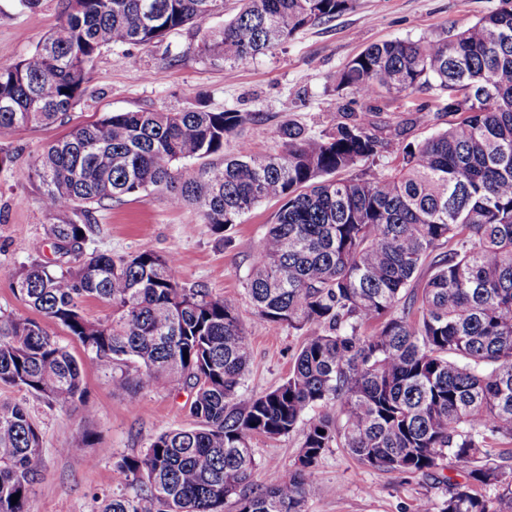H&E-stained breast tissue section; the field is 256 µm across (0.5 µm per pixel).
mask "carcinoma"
<instances>
[{
    "label": "carcinoma",
    "mask_w": 512,
    "mask_h": 512,
    "mask_svg": "<svg viewBox=\"0 0 512 512\" xmlns=\"http://www.w3.org/2000/svg\"><path fill=\"white\" fill-rule=\"evenodd\" d=\"M210 51L244 63L328 23L353 0H237ZM65 18L27 57L0 64V132L54 123L112 45H149L224 11V0H64ZM448 91V128L406 145L398 166L369 175L391 139L369 132L380 93ZM363 100L310 133L288 120L272 143L227 156L248 112H113L49 144L32 166L54 253L13 281L19 298L66 328L135 404L163 382L193 392V429H171L115 464L140 493L103 512H306L322 456L345 448L362 465L427 475L446 460L439 512H512V0L439 39L372 44L336 75ZM219 155L218 164L205 159ZM204 161L190 172L184 165ZM350 171L348 178L336 174ZM162 190L189 203L216 234L255 205L281 203L246 280L254 315L303 330L288 376L254 395L236 304L189 288L178 259L83 245L93 210ZM95 298L112 317L90 321ZM0 385L48 405L84 402L82 370L41 321L0 311ZM304 425L286 474L254 482L251 441ZM41 434L28 409L0 402V512H29ZM20 494L17 504L11 496Z\"/></svg>",
    "instance_id": "carcinoma-1"
}]
</instances>
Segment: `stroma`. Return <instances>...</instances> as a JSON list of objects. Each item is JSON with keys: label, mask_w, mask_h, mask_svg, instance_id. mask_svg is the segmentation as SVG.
<instances>
[{"label": "stroma", "mask_w": 512, "mask_h": 512, "mask_svg": "<svg viewBox=\"0 0 512 512\" xmlns=\"http://www.w3.org/2000/svg\"><path fill=\"white\" fill-rule=\"evenodd\" d=\"M497 6L498 0H355L352 9L332 22L307 27L275 50L234 64L208 48L210 30L222 26L234 13V0H227L224 13L154 43L104 49L90 65L66 123L0 133V150L11 158L9 165L0 168V310L32 316V309L12 287L14 274L32 259L56 258L45 234L48 218L38 203V186L28 180L27 171L45 146L65 136L71 127L96 122L110 112L182 111L201 99L215 111L255 114V121L243 125L224 145L225 153L241 155L269 140L284 121L294 120L317 132L326 115L342 108L359 110L361 102L354 94L335 92L334 79L371 44L443 38L450 27L468 25ZM63 10V0H38L31 9L20 0H0V64L30 54L60 25ZM423 102L436 109L435 120L429 126L408 128L406 136L410 142L421 140L447 127L446 90L433 86L401 94L380 118L393 124L403 122ZM278 209V202H261L220 236L204 224L195 206H176L168 194L145 192L126 197L122 204L97 209L84 249L115 255L143 249L176 254L187 285L233 299L251 349L244 387L259 395L287 377L304 340L303 332L254 317L244 290L252 256ZM48 329L82 363L86 402L65 411L23 389L0 385V401L27 407L42 437L41 476L31 492L29 509L100 512L105 499L135 492L134 487L117 483L114 468L118 460L141 454L162 430L197 427L189 413L191 393L153 383L141 389L136 401H129L126 392L112 385L63 327L52 323ZM82 432L89 438L88 446L83 454H69ZM303 440L299 429L277 439L254 438L252 447L259 464L256 480H263L270 466L288 472ZM451 478L463 480V468L443 461L429 476L399 474L363 466L346 449L335 447L317 466L315 491L306 510L439 512Z\"/></svg>", "instance_id": "35a3bbf8"}]
</instances>
